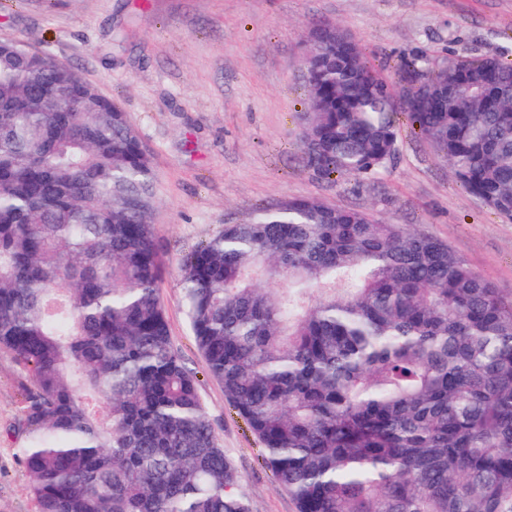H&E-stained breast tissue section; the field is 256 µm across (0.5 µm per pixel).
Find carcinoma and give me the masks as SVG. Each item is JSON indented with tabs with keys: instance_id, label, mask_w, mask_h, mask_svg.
I'll return each instance as SVG.
<instances>
[{
	"instance_id": "carcinoma-1",
	"label": "carcinoma",
	"mask_w": 512,
	"mask_h": 512,
	"mask_svg": "<svg viewBox=\"0 0 512 512\" xmlns=\"http://www.w3.org/2000/svg\"><path fill=\"white\" fill-rule=\"evenodd\" d=\"M302 146L371 177L396 117L512 220V62H401L311 35ZM152 161L75 69L0 40V348L27 368L35 512H248L158 296ZM180 276L207 373L297 512H512V302L444 241L314 198L261 208Z\"/></svg>"
}]
</instances>
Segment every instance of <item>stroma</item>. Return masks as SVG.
<instances>
[{
	"label": "stroma",
	"instance_id": "stroma-1",
	"mask_svg": "<svg viewBox=\"0 0 512 512\" xmlns=\"http://www.w3.org/2000/svg\"><path fill=\"white\" fill-rule=\"evenodd\" d=\"M340 26L398 81L404 55L512 61V0H0V37L79 71L126 112L155 171L159 296L171 340L196 372L250 512H296L262 445L205 371L183 302L180 263L224 225L294 198L368 211L446 241L512 299V221L456 180L407 118L371 178L320 177L301 148L300 58L319 25ZM122 37L113 50L114 37ZM29 374L0 349V512H33L19 407Z\"/></svg>",
	"mask_w": 512,
	"mask_h": 512
}]
</instances>
